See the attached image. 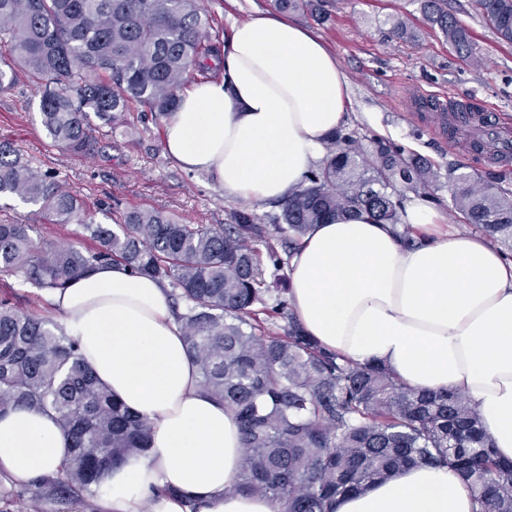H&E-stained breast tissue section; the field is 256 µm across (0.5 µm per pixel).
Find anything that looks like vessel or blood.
<instances>
[{"label":"vessel or blood","instance_id":"1","mask_svg":"<svg viewBox=\"0 0 512 512\" xmlns=\"http://www.w3.org/2000/svg\"><path fill=\"white\" fill-rule=\"evenodd\" d=\"M435 118L439 126L470 133L484 150L495 156H512V133L503 130L492 115L472 111L465 97L449 98L445 111L436 113Z\"/></svg>","mask_w":512,"mask_h":512}]
</instances>
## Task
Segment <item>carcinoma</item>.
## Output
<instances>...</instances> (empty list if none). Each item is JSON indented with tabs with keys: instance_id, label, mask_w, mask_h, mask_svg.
I'll return each instance as SVG.
<instances>
[{
	"instance_id": "carcinoma-1",
	"label": "carcinoma",
	"mask_w": 512,
	"mask_h": 512,
	"mask_svg": "<svg viewBox=\"0 0 512 512\" xmlns=\"http://www.w3.org/2000/svg\"><path fill=\"white\" fill-rule=\"evenodd\" d=\"M284 12L321 13L320 0H275ZM497 36L512 43V0H474ZM427 23L458 53L477 59L471 34L444 6L425 0ZM0 91L15 68L40 94L50 139L74 155L96 144L98 119L126 123L138 107L156 120L174 112L186 73L216 68L220 47L199 0H0ZM326 160L261 222L232 209L226 224H183L155 209L123 223L96 221L77 194L0 142V197L39 206L53 224H78L91 250L35 241L36 225L0 222V272L40 290L65 287L102 263L171 288L175 315L201 387L239 419L243 454L234 489L281 512H333L336 499L411 467H446L477 512H512V461L497 456L479 414L453 390L420 392L384 364L360 363L308 336L288 303L292 252L311 227L368 212L398 224L409 192L436 182L433 164L382 138L338 130ZM448 207L512 251V178L458 164ZM17 406L55 415L72 441L66 465L33 485L37 502H88L104 473L151 448L150 423L94 377L78 341L57 322L0 300V414Z\"/></svg>"
}]
</instances>
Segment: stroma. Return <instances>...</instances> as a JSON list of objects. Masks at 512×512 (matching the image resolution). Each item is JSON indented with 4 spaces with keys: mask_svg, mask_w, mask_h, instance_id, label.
<instances>
[{
    "mask_svg": "<svg viewBox=\"0 0 512 512\" xmlns=\"http://www.w3.org/2000/svg\"><path fill=\"white\" fill-rule=\"evenodd\" d=\"M449 11L465 26L475 44L477 60L462 57L423 15L421 0H327V20L294 12L300 24L320 36L336 53L350 83V111L357 117L349 128L388 138L430 160L437 173L434 209L449 223H462L448 207V171L466 163L470 172L507 170L512 158L493 160L472 144L449 143L448 133L424 112L409 109L408 97L461 95L474 110L495 113L500 126L512 130V44L498 39L471 0H447ZM274 0H202L219 31L233 21L274 10ZM409 33L393 34L396 19ZM164 122L133 111L126 124L100 127L95 150L72 155L46 134L39 99L24 71L12 88L0 92V140L13 144L23 160L75 192L95 212L97 222L115 224L132 209H159L186 224H221L239 200L204 173L176 167L164 153ZM36 227L37 240L55 245L92 248L74 224L43 223L36 205L17 198L0 199V220Z\"/></svg>",
    "mask_w": 512,
    "mask_h": 512,
    "instance_id": "1",
    "label": "stroma"
}]
</instances>
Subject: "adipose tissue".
<instances>
[{
  "mask_svg": "<svg viewBox=\"0 0 512 512\" xmlns=\"http://www.w3.org/2000/svg\"><path fill=\"white\" fill-rule=\"evenodd\" d=\"M222 76L182 92L164 150L247 203L285 201L325 159L350 120L348 81L309 29L276 13L233 22ZM434 213L405 202L399 238L370 215L314 225L292 256L288 300L325 349L387 365L424 392L453 389L479 413L500 457L512 459V260L491 239L430 232ZM66 332L100 383L152 425L150 450L103 481L107 512H276L233 491L242 452L235 414L202 389L169 290L122 263L99 265L49 291ZM71 441L54 414L0 415V477L54 475ZM459 477L413 467L341 498L335 512H473Z\"/></svg>",
  "mask_w": 512,
  "mask_h": 512,
  "instance_id": "adipose-tissue-1",
  "label": "adipose tissue"
}]
</instances>
